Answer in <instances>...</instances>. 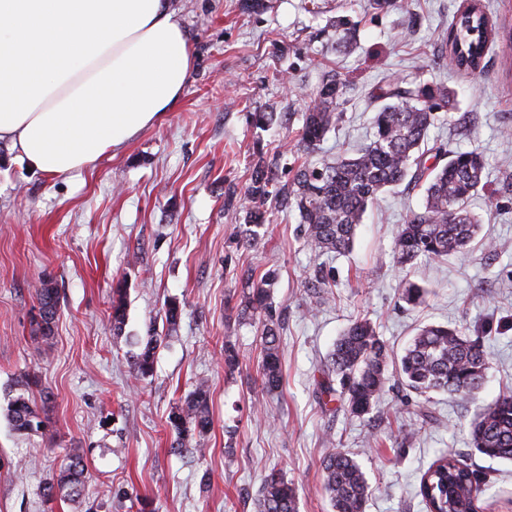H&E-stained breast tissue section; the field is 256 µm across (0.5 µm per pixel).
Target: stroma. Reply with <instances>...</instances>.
Masks as SVG:
<instances>
[{"label": "stroma", "mask_w": 512, "mask_h": 512, "mask_svg": "<svg viewBox=\"0 0 512 512\" xmlns=\"http://www.w3.org/2000/svg\"><path fill=\"white\" fill-rule=\"evenodd\" d=\"M178 0L196 55L177 106L81 174L28 170L0 141V512H256L261 478L276 470L295 483L299 512H332L321 488V461L334 436L370 484L365 512H427L420 477L444 453L464 456L482 487L480 512H512V462L470 443L479 404L512 387V0H483L497 31L484 68L465 74L438 56L440 37L464 0H412L378 12L369 0ZM350 19L352 45L336 48V17ZM346 91L339 127L316 148L300 150L308 101L327 72ZM445 87L451 117L428 132L447 151H477L487 174L470 208L484 219L496 255L475 250L411 274L395 265V234L419 210L421 188L380 195L356 231L352 251L327 259L335 298L308 313L304 282L315 257L295 209L274 210L253 246L243 245L241 205L256 164L279 182L304 164L352 151L372 134L393 82ZM275 119L257 124L256 114ZM273 268L272 293L286 328L282 385H261V339L238 306L248 270ZM424 285L415 308L400 298L402 279ZM52 280L58 316L51 339H34L36 288ZM127 283V321L112 330V284ZM181 320L156 353L152 376L134 379L128 358L169 300ZM365 317L390 348L402 349L416 325H462L480 337L490 368L478 403L446 395L431 402L390 377L364 418L341 402L322 405V366L342 330ZM232 347L240 364L224 367ZM28 396L46 421L22 436L7 419L9 396L26 375ZM209 383L212 423L204 455L171 450L168 417ZM427 407L432 418L420 423ZM79 448L89 479L80 499L45 501L42 489L68 449ZM124 487L125 496L114 493Z\"/></svg>", "instance_id": "stroma-1"}]
</instances>
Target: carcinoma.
I'll return each instance as SVG.
<instances>
[{"label":"carcinoma","instance_id":"carcinoma-1","mask_svg":"<svg viewBox=\"0 0 512 512\" xmlns=\"http://www.w3.org/2000/svg\"><path fill=\"white\" fill-rule=\"evenodd\" d=\"M492 37L484 21L481 0H472L469 8L442 36V48L454 58L455 68L478 72L483 68L486 46ZM346 81L337 73L328 74L310 99L300 146L310 149L324 140L342 119L337 111ZM381 97L391 103L380 108L372 120L373 135L355 156H342L321 166L303 165L290 184L274 187V178L262 165L252 173L251 183L242 198L246 210L249 244L257 229L268 221L272 201L280 198L298 211L299 224L307 247L319 256H339L350 252L358 225L379 194L409 181L425 186L419 210L411 212L393 244L397 266L405 268L419 260H442L458 256L476 244L483 251L497 250L494 241L480 237L482 219L470 209L471 198L484 188L485 163L476 151L451 155L438 147L435 157L446 158L442 165L428 166L421 152L428 129L438 119L436 112L448 102V91L428 85L402 86L395 82L383 90ZM277 272L267 269L255 280L247 275L248 292L241 305V316L260 327L263 388L276 392L282 381L280 351L281 321L273 307L271 289ZM308 310L333 298L332 285L323 267L316 266L306 277ZM426 289L407 280L402 299L409 305L424 301ZM38 320L35 338L47 341L53 332L58 311V297L52 282L44 280L36 290ZM182 310L179 303L165 305L161 319L167 331L176 329ZM127 317V286L116 282L112 289V330L122 333ZM161 336L151 324L140 351L132 356L131 372L136 379L152 375ZM399 380L421 397L431 393H448L465 403L478 399L489 361L480 339L472 338L463 326L426 324L394 357L380 338L376 327L367 319L352 322L336 340L326 365L327 375L340 377L341 402L356 416L369 414L385 392L389 367ZM35 384L27 377L9 398L7 417L12 429L25 435L45 426L39 410L26 392ZM209 385L200 381L184 403L170 413L168 424L176 434L172 449L203 454L195 435H203L211 426ZM472 447L491 458L512 460V391L483 405L470 423ZM323 491L333 512H363L369 485L358 461L340 448L331 449L323 458ZM88 479L83 449H70L66 464L58 475L43 487V497L74 499L81 495ZM481 493L474 471L454 454L437 457L420 478L418 494L427 512H477ZM257 512H298L295 485L282 474L272 471L264 476Z\"/></svg>","mask_w":512,"mask_h":512}]
</instances>
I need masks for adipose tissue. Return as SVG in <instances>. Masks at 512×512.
I'll use <instances>...</instances> for the list:
<instances>
[{
  "label": "adipose tissue",
  "mask_w": 512,
  "mask_h": 512,
  "mask_svg": "<svg viewBox=\"0 0 512 512\" xmlns=\"http://www.w3.org/2000/svg\"><path fill=\"white\" fill-rule=\"evenodd\" d=\"M193 67L174 0H0V141L82 171L160 123Z\"/></svg>",
  "instance_id": "adipose-tissue-1"
}]
</instances>
